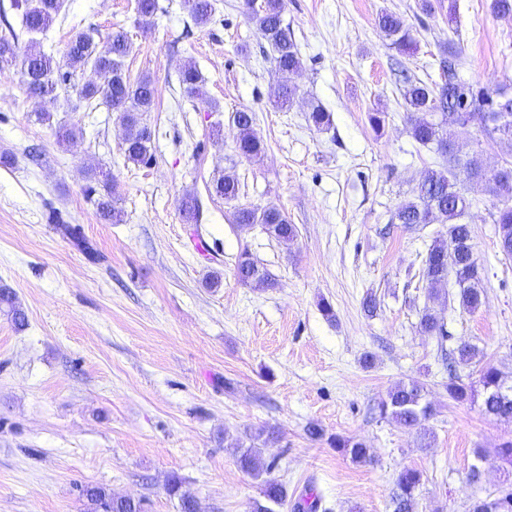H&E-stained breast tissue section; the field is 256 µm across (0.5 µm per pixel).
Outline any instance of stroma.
<instances>
[{"instance_id":"stroma-1","label":"stroma","mask_w":512,"mask_h":512,"mask_svg":"<svg viewBox=\"0 0 512 512\" xmlns=\"http://www.w3.org/2000/svg\"><path fill=\"white\" fill-rule=\"evenodd\" d=\"M491 2L431 0L426 11L422 0H286L302 66L284 78L264 61L265 42L240 0H213L203 28L192 26L184 0H158L146 23L135 0H65V20L42 46L62 53L80 32L99 40L128 32L124 69L155 88L146 115L155 162H125L116 113L87 111L74 93L31 98L19 68L0 69V154L12 157L0 163V286L27 315L21 329L0 316V512H85L87 485L142 501L144 512H179L167 491L174 475L204 512H252L261 484L239 469L235 442L259 428L275 432L258 448L271 477L292 500L315 488L317 512H392L406 466L422 474L416 512H470L475 497L512 486L496 453L512 439V421L451 401L441 361L468 342L512 379V260L499 253L493 199L469 214L486 268L485 304L474 313L459 308L449 285L427 298L422 260L443 225L408 230L391 221L441 162L411 138L393 70L439 81L453 37L465 81L512 92V16ZM385 11L403 18L413 53L391 48L378 26ZM186 62L204 77L205 97L182 94ZM285 79L296 96L282 112L273 100ZM311 99L331 112L330 129L309 124ZM243 108L256 113L266 146L258 161L236 150L233 115ZM376 111L387 115L380 134L368 122ZM42 112L51 121L41 122ZM60 124L80 137L59 144ZM455 140L487 169L512 162V144L487 140L478 126L456 128ZM91 168L110 173L121 223L102 221L87 197ZM228 172L240 183L230 202L210 193ZM188 193L202 201L199 221L180 210ZM267 206L296 225L294 245L234 221L236 209ZM54 210L64 225L49 222ZM244 250L275 287L238 281ZM211 271L221 288H203ZM370 292L379 302L371 316L362 308ZM322 300L334 318L322 314ZM428 303L448 324L445 344L418 328ZM413 380L436 407L427 448L374 413L388 391ZM312 426L324 439L309 434ZM330 434L363 442L372 462L330 448Z\"/></svg>"}]
</instances>
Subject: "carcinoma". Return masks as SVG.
<instances>
[{
	"instance_id": "1",
	"label": "carcinoma",
	"mask_w": 512,
	"mask_h": 512,
	"mask_svg": "<svg viewBox=\"0 0 512 512\" xmlns=\"http://www.w3.org/2000/svg\"><path fill=\"white\" fill-rule=\"evenodd\" d=\"M64 0H13L12 7L23 11V26L28 34L47 35L58 18ZM185 6L195 24L207 25L212 18L211 0H185ZM159 9L158 0H136L135 10L139 20L146 22ZM244 13L255 21L261 38L270 48L265 59L282 75L288 76L301 68L299 48L290 29L284 24V0H263L254 6L253 0H243ZM380 28L391 40L390 46L400 53L412 49L414 40L403 20L385 11L378 18ZM8 34L0 35V69L20 64L23 86L27 95L35 99L56 98L59 93L75 91L86 108L95 112L106 107L118 113L124 128L123 154L127 162L149 167L155 160L152 147L154 132L145 122V116L153 110L154 88L150 79H130L123 61L132 52V42L127 32L113 31L107 41L97 42L88 33L73 38L65 56L56 58L50 52L30 51L19 56V35L8 20H3ZM462 49L450 47L441 57L439 67L445 77L441 82L426 81L402 74L405 86L403 99L404 119L412 139L430 147L441 156L448 166L430 169L419 182L413 199L401 204L391 217V223H399L408 229L427 224H446V234L436 236L429 246L422 265V279L428 283V299L438 296L439 286L453 282L458 288L456 297L459 307L469 313L481 309L484 300L485 267L474 257L470 244L471 225L465 221L475 198L470 193L488 194L500 201L493 213V224L499 252L512 259V164L495 171L487 170L481 154L474 152L467 158L459 156L454 140L453 127L474 124L491 137L500 135L512 142V96L501 92L491 95L484 89H475L459 75ZM91 66L103 76L102 83H75L77 69ZM179 82L183 93L190 99L204 96V80L193 64H185L179 70ZM296 89L283 81L280 85L276 107L286 112L291 109ZM307 120L316 129L330 128V112L319 102L310 101ZM233 121L239 130L238 152L246 158L256 159L265 151L263 140L254 129L256 114L251 109L234 113ZM87 192L96 196L95 203L100 218L113 224L122 221L121 210L112 198V176L93 170L88 174ZM216 196L227 201L237 198L240 183L232 174H223L212 185ZM180 210L191 220H198L201 205L194 196L187 195L180 202ZM234 220L242 225H261L266 234L288 246L297 237L296 225L276 207L239 208ZM236 276L245 285L271 288L274 279L251 255L243 251L236 262ZM0 313L13 324L22 328L27 317L15 295L7 287L0 288ZM419 329L426 336H434L439 343L448 340V329L443 317L429 306L419 317ZM454 363L447 366L449 399L455 402L481 400V410L496 419H512V384L506 382L501 372L492 365H481L476 370L477 383L466 382L457 373L458 366L468 367L479 355L476 347L461 343L453 349ZM375 412L382 419L396 422L400 427L414 430L424 446L430 445L431 432L426 423L435 415L434 404L426 397L424 387L412 381L400 384L387 397L378 402ZM249 444L237 443L241 448L239 468L255 479H262L263 500L254 503L252 512H276L288 499L284 485L267 478L269 469L261 462L256 443H268L274 432L263 430L246 435ZM329 445L356 463H370L368 448L342 436L329 439ZM420 471L405 467L395 479L396 493L392 498L393 512H414L416 491L421 485ZM168 492L179 498L180 512H202L196 497L182 490V481L173 476L167 484ZM86 499V512H142L141 502L132 498L115 497L101 486L82 490ZM471 512H512V491L496 497L476 498Z\"/></svg>"
}]
</instances>
